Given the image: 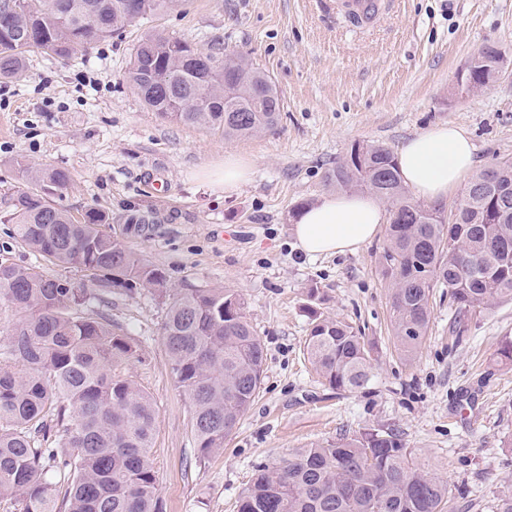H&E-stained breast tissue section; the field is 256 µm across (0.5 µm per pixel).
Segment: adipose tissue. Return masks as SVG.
<instances>
[{"label":"adipose tissue","instance_id":"adipose-tissue-1","mask_svg":"<svg viewBox=\"0 0 512 512\" xmlns=\"http://www.w3.org/2000/svg\"><path fill=\"white\" fill-rule=\"evenodd\" d=\"M475 146L468 132L454 124L438 125L398 148L404 184L429 201H440L455 190L476 166ZM253 175L250 160L227 155L223 167L205 172L207 182L232 193ZM387 215L372 196L336 192L320 196L294 219L298 247L307 255L353 253L372 241Z\"/></svg>","mask_w":512,"mask_h":512}]
</instances>
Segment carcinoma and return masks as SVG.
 I'll return each mask as SVG.
<instances>
[{
    "instance_id": "carcinoma-1",
    "label": "carcinoma",
    "mask_w": 512,
    "mask_h": 512,
    "mask_svg": "<svg viewBox=\"0 0 512 512\" xmlns=\"http://www.w3.org/2000/svg\"><path fill=\"white\" fill-rule=\"evenodd\" d=\"M182 0H0V80H16L27 54L68 59ZM468 72L476 89L495 83L512 62L500 45L482 46ZM247 83L224 97V70ZM126 80L159 118L224 134L271 132L281 120L272 78L241 53L199 48L163 33L134 48ZM7 221L15 238L49 261L81 273L55 277L35 266L0 264V305L19 314L0 350V499L20 512H159L151 458V397L115 366L137 346L102 313H87L121 288L165 300L163 340L174 380L191 404L200 456L224 449L259 393L264 348L233 288L165 287L164 272L116 235L109 216L77 220L54 204L63 170L21 168ZM468 183L450 215L410 197L396 158L382 145L355 144L324 172L327 188L365 190L389 213L380 262L388 280L392 332L404 357L417 355L428 332L430 295L448 289L464 319L512 301V159ZM306 354L332 389L355 393L372 377L371 348L346 322L312 319ZM70 487L59 503L57 488ZM448 481L419 466L397 435L366 430L316 445L257 471L238 512H452Z\"/></svg>"
}]
</instances>
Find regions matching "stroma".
<instances>
[{
    "label": "stroma",
    "mask_w": 512,
    "mask_h": 512,
    "mask_svg": "<svg viewBox=\"0 0 512 512\" xmlns=\"http://www.w3.org/2000/svg\"><path fill=\"white\" fill-rule=\"evenodd\" d=\"M149 32L245 55L277 86L278 128L227 140L159 119L125 80ZM487 43L512 51V0H395L365 29L327 21L315 0H184L68 61L32 52L23 78L0 81V264L72 276L1 221L23 184L20 164L62 169L70 181L59 207L78 219L110 215V234L129 217L149 220L150 238L132 233L125 244L164 271L167 287L238 289L264 346L258 397L223 451L202 460L165 353L164 301L144 290L106 295L101 311L138 347L120 372L154 402L162 512H237L256 469L370 429L397 435L447 480L455 512H497L512 495V362L499 355L512 339V301L461 321L447 289H434L428 334L405 359L379 274L384 233L353 253L309 257L292 224L300 203L325 194V170L356 143L394 151L453 123L469 132L478 168L512 158V65L490 89L455 94L459 73ZM230 154L251 160L253 177L227 195L201 175ZM316 313L370 343L364 389L332 390L305 360Z\"/></svg>",
    "instance_id": "35a3bbf8"
}]
</instances>
